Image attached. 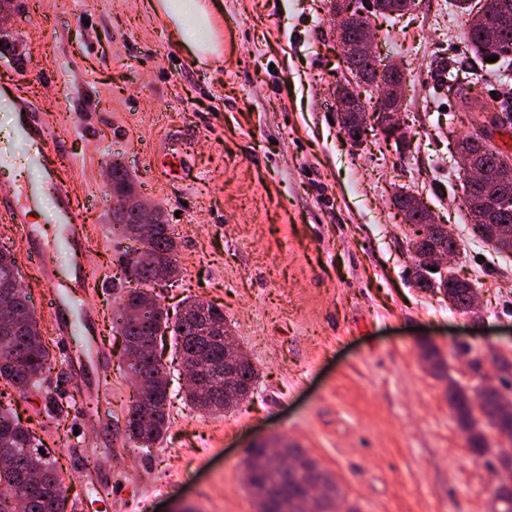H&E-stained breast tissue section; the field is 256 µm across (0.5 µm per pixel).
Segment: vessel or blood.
Segmentation results:
<instances>
[{
	"instance_id": "b4317fda",
	"label": "vessel or blood",
	"mask_w": 512,
	"mask_h": 512,
	"mask_svg": "<svg viewBox=\"0 0 512 512\" xmlns=\"http://www.w3.org/2000/svg\"><path fill=\"white\" fill-rule=\"evenodd\" d=\"M12 99L23 113L20 134L30 141L35 162L43 171L42 189L67 194L69 187L57 174L60 150L51 128L20 90H13ZM0 214L16 225L24 244L25 264L44 274L46 290L41 304L51 316L56 348L65 367L76 366L95 376L104 374L111 368L112 361L89 334L93 317L86 309L84 297L69 287L73 281L90 282L91 273L76 259L63 274L56 265L60 252L75 258L81 249L87 230L80 211L66 206L58 210L49 223L34 224L28 222L24 209L5 196L0 198Z\"/></svg>"
}]
</instances>
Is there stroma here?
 <instances>
[{
  "instance_id": "obj_1",
  "label": "stroma",
  "mask_w": 512,
  "mask_h": 512,
  "mask_svg": "<svg viewBox=\"0 0 512 512\" xmlns=\"http://www.w3.org/2000/svg\"><path fill=\"white\" fill-rule=\"evenodd\" d=\"M151 2L11 0L0 9V82L19 83L64 146L88 229L80 260L93 276L94 334L112 358L122 352L115 282L136 247L113 231L116 160L175 235L181 275L156 286L162 306L174 315L191 297L223 309L259 378L235 412L203 414L162 336L169 425L144 448L125 433L136 389L120 365L98 420L70 402L88 376L55 362L11 403L54 453L65 512H255L246 450L281 440L335 476L360 512H492L512 473L470 452L445 395L451 383L471 394L498 384L494 356L512 358V255L472 236L462 203L456 143L503 90L498 63L463 40L466 15L454 0H415L403 16L373 18L376 56L405 73L406 133L354 148L336 110L330 0H215L223 54L201 64ZM175 143L183 158L171 176L157 161ZM397 185L459 240L452 270L473 286L478 319L416 286ZM426 342L442 375L420 357ZM52 402L64 422L49 418ZM106 477L111 498L86 501L83 485Z\"/></svg>"
}]
</instances>
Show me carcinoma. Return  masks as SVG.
Segmentation results:
<instances>
[{
  "instance_id": "cac0c4a2",
  "label": "carcinoma",
  "mask_w": 512,
  "mask_h": 512,
  "mask_svg": "<svg viewBox=\"0 0 512 512\" xmlns=\"http://www.w3.org/2000/svg\"><path fill=\"white\" fill-rule=\"evenodd\" d=\"M468 0H458L459 7L468 11L465 36L467 41L484 57H501L500 49L512 46V24L498 23L502 9L512 10V0H482L478 12L480 20L467 6ZM113 189L121 194L136 193L135 184L121 162L114 160L110 170ZM490 220L471 224L474 236L499 252H512V238L491 237L490 225L511 224L512 206L504 208L498 201L489 205ZM153 235L146 236L141 245L150 249V261L138 270L139 281L145 285L157 282L159 272H181L177 260V244L170 225L161 220V212L154 211ZM415 283L423 290L442 289L448 283L428 279L420 265H415ZM22 276L13 254L0 251V291L13 290L11 325L8 336L0 335V381L16 393L24 395L40 385L51 372L50 349L38 327L31 304V297L21 284ZM143 303L141 289L130 288L119 297L118 310L112 322L124 333L121 364L133 379H140L146 394L135 399L128 412V436L147 447L163 437L167 428V403L169 393L163 380L166 368L160 362H151L145 356L148 346L159 337L171 332L179 357L197 365L200 374H224V336L231 330L224 323V310L200 300H188L183 305L184 316L170 320L168 311L159 303H147L143 319L131 322L123 317L122 308ZM421 357L433 372L444 369L445 362L432 344L421 347ZM239 383L217 392L191 388L186 399L196 409L211 414L227 413L244 400L257 372L250 361L239 369ZM449 407L456 413L459 426L466 433L467 445L477 456L494 453L501 469L512 471V420L497 431L501 442L491 450L481 422L474 415L479 408L481 416L489 418L497 409L496 395L478 391L470 395L453 383L446 389ZM36 437L23 425L10 409L0 406V448L10 452L0 458V512H15L13 499L26 503L27 512H45L58 497L65 498L59 471L48 455L39 452ZM253 465L245 467L244 484L252 497L256 512H358L349 504L338 482L297 445L282 443L276 454H269L261 444L248 451Z\"/></svg>"
}]
</instances>
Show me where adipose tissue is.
Listing matches in <instances>:
<instances>
[{
    "mask_svg": "<svg viewBox=\"0 0 512 512\" xmlns=\"http://www.w3.org/2000/svg\"><path fill=\"white\" fill-rule=\"evenodd\" d=\"M156 13L196 58L219 55L220 41L208 0H154Z\"/></svg>",
    "mask_w": 512,
    "mask_h": 512,
    "instance_id": "adipose-tissue-1",
    "label": "adipose tissue"
}]
</instances>
